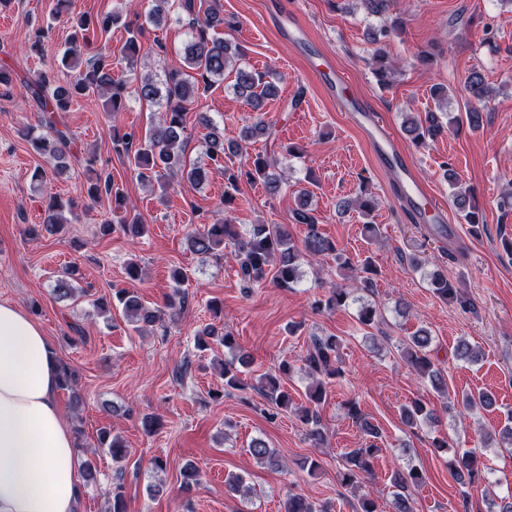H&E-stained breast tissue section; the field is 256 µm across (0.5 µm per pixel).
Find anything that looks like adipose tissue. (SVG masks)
<instances>
[{
	"mask_svg": "<svg viewBox=\"0 0 512 512\" xmlns=\"http://www.w3.org/2000/svg\"><path fill=\"white\" fill-rule=\"evenodd\" d=\"M58 379L40 325L0 303V512H77L79 450L55 400Z\"/></svg>",
	"mask_w": 512,
	"mask_h": 512,
	"instance_id": "adipose-tissue-1",
	"label": "adipose tissue"
}]
</instances>
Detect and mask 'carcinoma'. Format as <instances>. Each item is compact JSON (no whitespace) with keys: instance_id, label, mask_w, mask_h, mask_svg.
Masks as SVG:
<instances>
[{"instance_id":"cac0c4a2","label":"carcinoma","mask_w":512,"mask_h":512,"mask_svg":"<svg viewBox=\"0 0 512 512\" xmlns=\"http://www.w3.org/2000/svg\"><path fill=\"white\" fill-rule=\"evenodd\" d=\"M180 8L186 13V26L191 37L183 47L184 67L164 70L162 82H156L151 76L140 78L137 85L125 79L112 77V52L100 51L86 59L78 51V42L89 41V33L99 31L108 33L119 16L105 13L95 17L89 14L73 16L69 14L70 0H57L55 17H65L72 28L68 47L55 62V68L43 69L29 80L32 96L39 110L38 126L46 129L44 133H36V127L27 128L26 137L33 149L40 154L50 153L55 161V174L62 175L69 170L67 162L70 154V137L67 130L60 129L64 125L61 113L70 110L74 103L83 99H104L106 109L112 113L121 112L126 108L127 98L135 93L145 101L156 104L162 112L159 125L149 127L140 133L135 130L120 131L112 128V149L134 164V171L139 181L148 185H156L162 193H167L173 186L174 177H182L194 184L207 180L213 170L224 173V208L233 204L235 194L240 185H260L267 194L274 196L282 188L286 180L285 172L278 170L277 160L266 154L254 155L244 150L243 144L256 137L271 135V125L259 119L245 127L241 141L224 144V135L213 125L205 112L197 113L196 121L201 127L209 130L207 149L208 163L205 165H189L185 151V118L197 99L208 93L215 83L234 74L233 91L253 112L264 110L266 100L277 93L276 85L271 81L267 71L249 70L246 68L232 69V61L242 58L239 47L218 38L212 31L225 23L219 13L213 11L205 18H200L195 11L194 0H181ZM126 39L119 50V55L128 65H134L139 54L144 50L141 41L142 26L133 21L124 24ZM396 32V25H383L370 32V42L375 45L369 60L371 69L377 80L382 84L391 81L394 67L386 51L387 42ZM66 70L72 73V80L61 85L56 72ZM466 88L470 101L464 103V113L455 117V123L465 122L469 127L477 129L482 121L480 106L487 94L485 78L479 71L469 72ZM404 130L412 141L419 143L425 137H436L443 131V125L435 114L426 116L425 122L413 118L406 120ZM240 157L236 167L226 164L225 158ZM112 200L113 219L99 225V233L103 236L120 232L124 236L136 239L147 229L136 214L127 211L123 189L112 182L111 175L101 174L89 179L85 187V197L95 202L101 197ZM312 191L302 188L297 195L298 205L292 212L295 224L306 227L301 244H296L288 230L280 224H253L244 233L238 225L226 215L220 221L208 225L202 232L187 235V243L193 252L201 255H215L229 247L239 266L240 279L244 287L251 288L272 275L273 283L279 288H292L302 278V262L334 255L339 267L343 269L357 268L358 273L350 284H335L322 296L314 299L312 309L318 312L335 311L345 308L353 302H360L358 321L364 326L375 324L378 319L377 309L370 303L363 302V295L373 290L374 275L377 270L371 259L366 258L357 266L349 260L342 259L336 243L325 236L319 228L318 217L311 208ZM452 203L469 225V233L479 237L485 230L486 220L482 212L473 204L467 191L458 190L452 194ZM377 202L369 194H362L356 202L345 201L342 211L352 207L362 214L369 215ZM78 204L73 199L64 200L57 196L49 197L45 208L44 223L26 228L27 235L35 237L43 232L50 235L65 232L71 217L75 216ZM80 268L73 265L65 269L56 279L53 291L58 299L66 300L74 296L76 288L73 282L79 279ZM185 274L176 269L172 272V292L167 296L164 308L147 305L138 293L129 289H120L112 294V298L96 299V307L102 313H112V309H121L123 315L135 324L138 331L148 327H164L163 310L180 313L187 306L188 296L182 289ZM429 283L435 294L443 300H458V293L448 278L436 270L429 274ZM432 342L430 332L419 328L402 340L399 351L402 359L421 378L429 381L432 388L445 397L444 411L449 414L462 415L477 410L490 408L495 398L486 391L464 393L461 397L448 398V390L442 371L435 366L429 354ZM213 344L224 346L232 352V358L221 364V375L224 377V388L242 389L244 383L240 378L241 367L247 365V356L235 354L238 345L235 336L223 326L211 322L199 331L195 337V347L203 351ZM340 338L335 335H314L311 338L306 354L301 358L300 370L311 379L306 396L308 405L298 408V418L306 427L309 438L315 442L322 440L319 407L325 399L326 385L343 374L339 363L338 351ZM295 370V365L288 361L282 362L278 371L267 373L260 379L261 390L272 405L281 411L292 407L293 399L284 389L282 380ZM348 414L355 420L363 432L371 437L363 448H353L343 456L342 468L337 471V479L341 486L355 488L373 474L374 460L382 451L375 439L380 437L379 430L363 417L357 402H348ZM403 423L416 427L424 420L436 419L435 409L420 399L404 405L401 410ZM99 447L107 451L116 465L115 476L119 480L116 486L107 493L110 504L107 512H127L123 486L120 484L124 474V463L128 455L125 446L107 431L100 432ZM250 453L261 463L270 467L278 466L273 451L262 439H255L250 445ZM449 466L461 486L462 507H467L471 492L482 490L484 481V464L480 456L467 450L454 457ZM426 482L422 471L411 468L406 472H397L393 476L397 491L392 501V512H413L412 498L408 488L420 487ZM283 512H328L327 507L318 505L300 494L290 493L282 502Z\"/></svg>"}]
</instances>
